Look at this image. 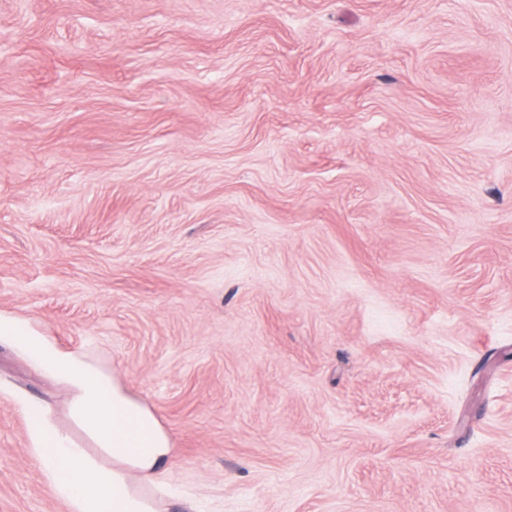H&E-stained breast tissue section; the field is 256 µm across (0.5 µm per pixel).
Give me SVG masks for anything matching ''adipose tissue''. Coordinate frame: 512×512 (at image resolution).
Masks as SVG:
<instances>
[{"instance_id":"adipose-tissue-1","label":"adipose tissue","mask_w":512,"mask_h":512,"mask_svg":"<svg viewBox=\"0 0 512 512\" xmlns=\"http://www.w3.org/2000/svg\"><path fill=\"white\" fill-rule=\"evenodd\" d=\"M10 343L50 380L69 391L70 422L98 451L90 457L68 434L35 423V454L73 512H154L132 480L159 484L172 452L168 431L154 412L131 397L111 371L80 351H63L25 318L0 311V342Z\"/></svg>"}]
</instances>
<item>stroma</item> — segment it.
<instances>
[{"label":"stroma","mask_w":512,"mask_h":512,"mask_svg":"<svg viewBox=\"0 0 512 512\" xmlns=\"http://www.w3.org/2000/svg\"><path fill=\"white\" fill-rule=\"evenodd\" d=\"M0 311L156 512H512V0H0ZM68 398L0 343V512H71ZM10 343L50 380L69 391L70 422L98 451L91 458L68 434L45 422L31 429L32 448L56 490L74 512H154L131 485L133 474L160 484L172 452L168 431L154 412L131 397L112 372L80 351H63L25 318L0 311V342Z\"/></svg>","instance_id":"stroma-1"}]
</instances>
